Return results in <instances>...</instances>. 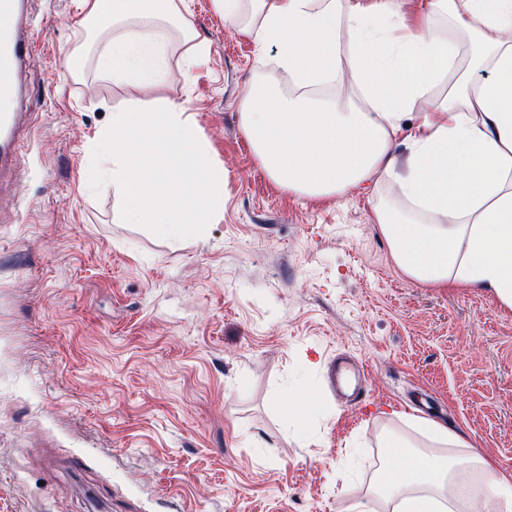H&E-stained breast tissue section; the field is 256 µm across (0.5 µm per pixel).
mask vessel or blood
I'll list each match as a JSON object with an SVG mask.
<instances>
[{
    "mask_svg": "<svg viewBox=\"0 0 512 512\" xmlns=\"http://www.w3.org/2000/svg\"><path fill=\"white\" fill-rule=\"evenodd\" d=\"M27 0H0V99L11 100L20 89V71L33 57L37 44L26 27ZM32 116L0 114V170L12 157Z\"/></svg>",
    "mask_w": 512,
    "mask_h": 512,
    "instance_id": "obj_1",
    "label": "vessel or blood"
}]
</instances>
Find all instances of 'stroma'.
I'll use <instances>...</instances> for the list:
<instances>
[{"instance_id":"1","label":"stroma","mask_w":512,"mask_h":512,"mask_svg":"<svg viewBox=\"0 0 512 512\" xmlns=\"http://www.w3.org/2000/svg\"><path fill=\"white\" fill-rule=\"evenodd\" d=\"M210 45L192 69L171 39L150 97L192 112L224 169V215L173 243L124 223L84 181L126 93L67 55L97 40L80 0H30L47 45L14 102L33 113L0 185V512H391L370 489L406 420L459 433L512 476V308L405 277L368 184L324 202L275 186L239 118L246 82L274 74L211 0H187ZM359 395L333 390L337 356ZM315 393L303 422L291 398ZM82 457L74 466L73 457Z\"/></svg>"}]
</instances>
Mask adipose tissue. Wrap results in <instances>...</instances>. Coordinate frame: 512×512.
Returning <instances> with one entry per match:
<instances>
[{
    "instance_id": "ef3b65f1",
    "label": "adipose tissue",
    "mask_w": 512,
    "mask_h": 512,
    "mask_svg": "<svg viewBox=\"0 0 512 512\" xmlns=\"http://www.w3.org/2000/svg\"><path fill=\"white\" fill-rule=\"evenodd\" d=\"M257 47L278 45V68L303 87L277 94L273 77L245 84L242 130L270 180L291 193L327 199L369 182H393L401 201L375 209V221L398 269L416 282L489 292L512 308V0H427L406 16L403 0H212ZM448 15L472 43L468 64L458 46L430 25ZM84 20H105L112 38L96 56L114 86L141 92L160 85L172 31L193 63L199 41L186 0H83ZM396 36L383 35L384 20ZM485 79H476V72ZM456 79L435 111L417 114L409 155L397 136L408 111L439 74ZM350 79L367 101L354 112L337 100H315L311 87ZM90 188L111 172L128 224H144L179 242L201 234L224 213V170L173 103L151 112L112 115L101 136ZM416 429L426 450L397 438L378 473L377 493L393 512H457L453 477L474 468L468 495L484 512H512V477L473 455L451 457L460 438L426 420Z\"/></svg>"
}]
</instances>
